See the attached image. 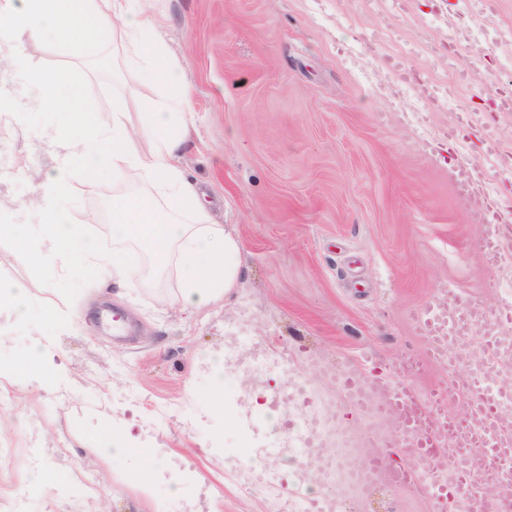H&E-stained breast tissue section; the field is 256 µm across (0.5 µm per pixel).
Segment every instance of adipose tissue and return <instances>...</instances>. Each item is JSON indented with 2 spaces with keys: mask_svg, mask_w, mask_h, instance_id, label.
Here are the masks:
<instances>
[{
  "mask_svg": "<svg viewBox=\"0 0 512 512\" xmlns=\"http://www.w3.org/2000/svg\"><path fill=\"white\" fill-rule=\"evenodd\" d=\"M26 40L61 47L84 42L98 54L113 47L132 64L167 53L146 8L132 9L128 0H0V67L6 72L0 78V127H12L22 111L59 118L29 146L51 161L47 170L28 171L29 196L12 195L7 178L0 176V214L12 218L0 225V234L26 226L17 244L38 264L61 278L78 267L95 271L100 287L109 289L129 286L138 274L124 249L137 227L153 242L155 263L174 269L179 282L175 302L183 312L195 313L232 293L240 279L242 243L237 232L211 222L199 187L181 164L191 94L180 71L164 72V81L179 93L155 106L144 126L134 127L123 109L113 113L111 124L100 125L86 111L81 87L62 75L38 72L35 92L8 77L17 47ZM144 138L151 141L145 151L139 147ZM132 171L139 180L134 191L127 187ZM105 180L112 183L114 248L109 252L80 224L75 193L76 185L94 187ZM0 304L12 325L30 336L33 358L48 363L55 348L31 317L27 285L0 281Z\"/></svg>",
  "mask_w": 512,
  "mask_h": 512,
  "instance_id": "obj_1",
  "label": "adipose tissue"
}]
</instances>
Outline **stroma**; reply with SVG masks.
Here are the masks:
<instances>
[{
  "label": "stroma",
  "mask_w": 512,
  "mask_h": 512,
  "mask_svg": "<svg viewBox=\"0 0 512 512\" xmlns=\"http://www.w3.org/2000/svg\"><path fill=\"white\" fill-rule=\"evenodd\" d=\"M156 35L169 48L154 73L114 57L96 64L87 44L64 49L23 43L49 71L83 84L99 124L131 103V119L165 93L156 71L178 64L191 89L190 139L181 162L205 194L213 217L242 240L235 292L189 316L172 299L173 270L110 295L92 271L61 279L16 252L0 235V278L27 280L34 317L73 316L83 331H58L57 361L68 381L27 396L36 375L12 373L16 396L0 411V500L27 485V431L20 412L38 417L46 468L89 470L100 490L96 512H152L140 481L168 512H278V498L247 481L278 439L265 403L241 401L244 375L215 384L211 363L237 333L284 357L288 374L260 384L278 392L284 377L321 385L323 371L359 366L364 381L405 387L417 399L447 385V364L429 360L418 317L439 290L482 306L502 330L512 302V223L500 225L501 261H488L485 226L458 191V168L485 153L495 135L499 167L483 171L512 204V112L496 91L512 89V0H488L485 13L461 0H151ZM482 29L477 41H449V30ZM432 84L450 103L409 118L407 90ZM44 116L22 130L0 129V175L12 193L30 191L19 162L37 141ZM78 219L111 248L112 184L78 187ZM341 430L357 437L350 460L382 453L406 468L396 435L340 403ZM130 443L123 461L95 450L108 430ZM152 463L142 472L141 457ZM182 491L173 496L171 483ZM345 512H433L431 495L397 484L385 495L343 498Z\"/></svg>",
  "instance_id": "obj_1"
}]
</instances>
